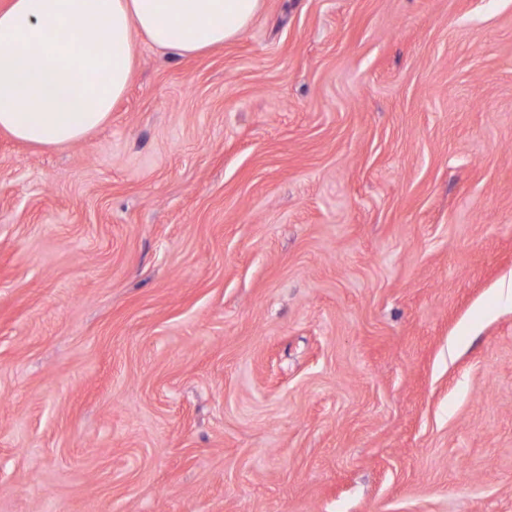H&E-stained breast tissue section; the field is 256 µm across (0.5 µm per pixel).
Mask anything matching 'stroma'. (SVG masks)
Returning <instances> with one entry per match:
<instances>
[{
    "label": "stroma",
    "mask_w": 512,
    "mask_h": 512,
    "mask_svg": "<svg viewBox=\"0 0 512 512\" xmlns=\"http://www.w3.org/2000/svg\"><path fill=\"white\" fill-rule=\"evenodd\" d=\"M512 0H264L0 132V512H512Z\"/></svg>",
    "instance_id": "35a3bbf8"
}]
</instances>
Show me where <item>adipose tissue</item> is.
<instances>
[{"label": "adipose tissue", "instance_id": "ef3b65f1", "mask_svg": "<svg viewBox=\"0 0 512 512\" xmlns=\"http://www.w3.org/2000/svg\"><path fill=\"white\" fill-rule=\"evenodd\" d=\"M263 0H9L0 9V131L45 149L108 121L139 40L179 55L246 30Z\"/></svg>", "mask_w": 512, "mask_h": 512}]
</instances>
